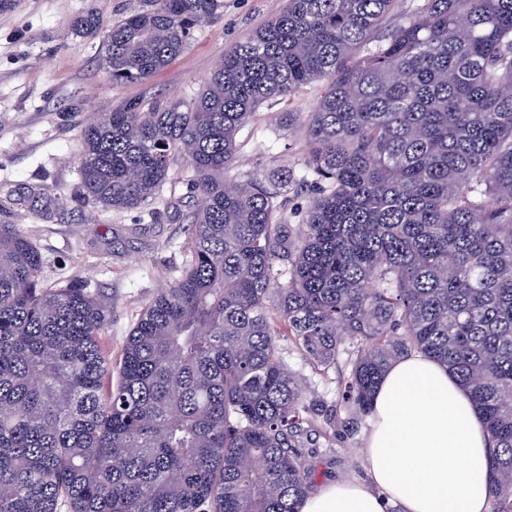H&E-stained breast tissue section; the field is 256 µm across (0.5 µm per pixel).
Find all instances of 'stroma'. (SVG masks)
<instances>
[{
  "mask_svg": "<svg viewBox=\"0 0 512 512\" xmlns=\"http://www.w3.org/2000/svg\"><path fill=\"white\" fill-rule=\"evenodd\" d=\"M284 2L224 0L223 15L197 31L183 55L147 80L124 85L112 83L98 59L97 40L74 36L71 23L85 12L120 18L136 0H10V8L0 7V198L39 185L48 197L69 200L47 219L15 205L0 212V222L17 225L36 244L47 281L80 283L109 306L112 317L99 344L112 364H119L142 307L185 267L192 173L184 161H175L173 180L145 209L105 212L78 202L80 124L129 99L149 104L190 94L226 48L278 13ZM321 88L317 81L288 100L261 105L239 135L229 178L272 176L284 168L298 173L303 128ZM283 112L290 120H280ZM286 355L290 367L310 381L313 398L334 405L348 374L346 356L322 377L295 347H287ZM368 429L364 421L348 435L321 420L307 428L302 440L315 465L312 489L330 480L364 478Z\"/></svg>",
  "mask_w": 512,
  "mask_h": 512,
  "instance_id": "obj_1",
  "label": "stroma"
}]
</instances>
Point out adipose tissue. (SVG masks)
Instances as JSON below:
<instances>
[{"label":"adipose tissue","mask_w":512,"mask_h":512,"mask_svg":"<svg viewBox=\"0 0 512 512\" xmlns=\"http://www.w3.org/2000/svg\"><path fill=\"white\" fill-rule=\"evenodd\" d=\"M368 480L333 481L298 512H488L489 441L469 395L419 354L386 371L373 400Z\"/></svg>","instance_id":"1"}]
</instances>
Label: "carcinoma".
<instances>
[{
	"label": "carcinoma",
	"mask_w": 512,
	"mask_h": 512,
	"mask_svg": "<svg viewBox=\"0 0 512 512\" xmlns=\"http://www.w3.org/2000/svg\"><path fill=\"white\" fill-rule=\"evenodd\" d=\"M287 0L199 91L128 100L81 125L83 197L150 205L181 158L204 204L190 260L142 308L116 383L111 310L50 284L0 224V512H297L313 476L299 438L319 409L285 357L319 374L349 344L340 408L372 416L387 368L419 353L469 393L491 447L490 512H512V0ZM224 0H138L100 38L135 84L166 67ZM323 82L304 127L302 223L291 175L226 171L256 108ZM312 196L313 193L309 187L295 183V181L288 185L285 200L287 201L286 208L292 224H299L300 214L305 210Z\"/></svg>",
	"instance_id": "1"
}]
</instances>
